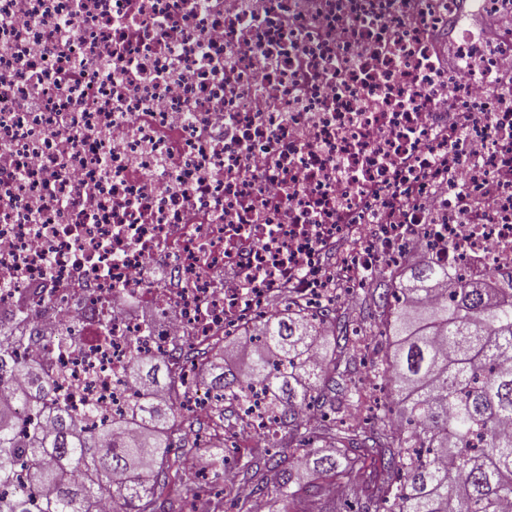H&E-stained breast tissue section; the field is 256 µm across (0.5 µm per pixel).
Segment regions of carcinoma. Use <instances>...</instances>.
Wrapping results in <instances>:
<instances>
[{
    "mask_svg": "<svg viewBox=\"0 0 512 512\" xmlns=\"http://www.w3.org/2000/svg\"><path fill=\"white\" fill-rule=\"evenodd\" d=\"M387 290L369 293L371 317L387 337L389 354L372 365L389 402L366 427L373 407L348 384L361 350L358 336L329 308L307 314L275 312L259 330L261 344L241 368L225 367V346L197 360L201 382L226 401L246 399L255 383L274 405L276 425L297 438L316 424L297 419L316 405L341 414L321 437L322 450L292 460L245 464L244 482L268 512H338L336 498L308 485V470L347 478L339 459L370 461L352 497L361 512H507L512 507V271L450 278L423 259L388 276ZM128 379L140 400L125 416L85 430L73 410L54 398L53 382L21 359L0 353V512H97L107 497L112 512H183L174 496L187 459L172 452L181 423L190 420L178 397L160 392L173 383L164 359L134 353ZM224 443L209 448V470L224 472ZM278 472L275 482L267 473ZM238 512H251L241 485L221 489ZM281 506L276 511L274 507Z\"/></svg>",
    "mask_w": 512,
    "mask_h": 512,
    "instance_id": "obj_1",
    "label": "carcinoma"
}]
</instances>
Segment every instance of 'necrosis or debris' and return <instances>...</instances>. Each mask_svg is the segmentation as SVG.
I'll list each match as a JSON object with an SVG mask.
<instances>
[{
  "label": "necrosis or debris",
  "mask_w": 512,
  "mask_h": 512,
  "mask_svg": "<svg viewBox=\"0 0 512 512\" xmlns=\"http://www.w3.org/2000/svg\"><path fill=\"white\" fill-rule=\"evenodd\" d=\"M478 18L512 24V0H0L10 354L88 429L136 400V349L204 415L180 348L275 295L350 299L411 245L452 277L511 269L512 31Z\"/></svg>",
  "instance_id": "1"
}]
</instances>
